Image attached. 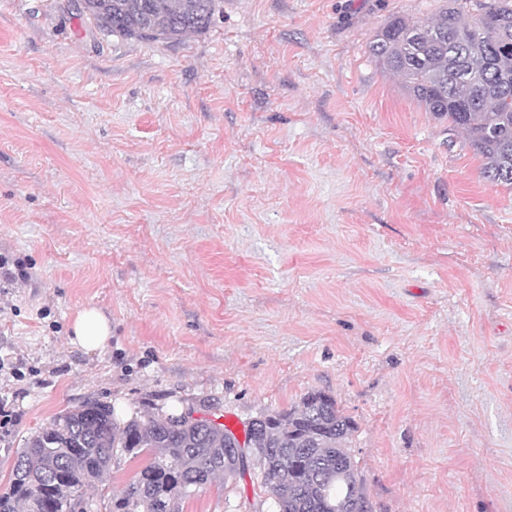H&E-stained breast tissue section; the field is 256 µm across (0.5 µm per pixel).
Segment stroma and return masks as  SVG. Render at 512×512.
<instances>
[{
	"label": "stroma",
	"mask_w": 512,
	"mask_h": 512,
	"mask_svg": "<svg viewBox=\"0 0 512 512\" xmlns=\"http://www.w3.org/2000/svg\"><path fill=\"white\" fill-rule=\"evenodd\" d=\"M67 2L0 0V487L88 400L240 434L319 391L374 512H512V188L368 50L441 0H224L177 42ZM180 512L273 507L254 473ZM111 336V322L103 312L96 308H84L76 314L72 323L73 344L93 350L106 344Z\"/></svg>",
	"instance_id": "1"
}]
</instances>
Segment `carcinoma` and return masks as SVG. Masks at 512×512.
<instances>
[{
  "instance_id": "1",
  "label": "carcinoma",
  "mask_w": 512,
  "mask_h": 512,
  "mask_svg": "<svg viewBox=\"0 0 512 512\" xmlns=\"http://www.w3.org/2000/svg\"><path fill=\"white\" fill-rule=\"evenodd\" d=\"M223 0H85L79 15L104 35L172 42L205 32ZM488 25L481 32L480 25ZM370 52L402 78L426 111L465 134L482 176L512 187V0H444L431 21L392 17ZM354 424L322 393L262 417L249 466L235 433L185 413L114 417L89 400L67 409L14 452L0 512H74L90 503L114 464L149 456L110 512H169V505L247 469L262 474L277 512H364L368 500L347 443Z\"/></svg>"
}]
</instances>
